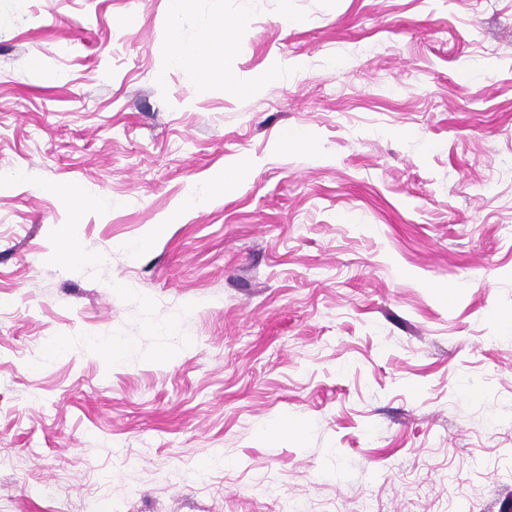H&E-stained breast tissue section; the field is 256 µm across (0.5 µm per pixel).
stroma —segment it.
I'll list each match as a JSON object with an SVG mask.
<instances>
[{
    "mask_svg": "<svg viewBox=\"0 0 512 512\" xmlns=\"http://www.w3.org/2000/svg\"><path fill=\"white\" fill-rule=\"evenodd\" d=\"M1 172L0 512H512V0H0ZM250 19L239 17L235 22L224 28L223 22H213L202 32L200 38L185 44L173 38L170 47V63L173 65H191L199 81L205 82L217 77L224 79L226 74V57L236 45L239 31L246 29ZM218 48L224 49V65L220 64L215 54ZM234 171L224 169L216 170L212 173L209 180L194 193L189 195L182 203L185 208H196L202 206L210 194L218 191L224 192V186L233 184Z\"/></svg>",
    "mask_w": 512,
    "mask_h": 512,
    "instance_id": "1",
    "label": "stroma"
}]
</instances>
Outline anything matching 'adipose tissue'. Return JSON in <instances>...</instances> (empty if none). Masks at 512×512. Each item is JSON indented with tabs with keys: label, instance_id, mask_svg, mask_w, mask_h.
<instances>
[{
	"label": "adipose tissue",
	"instance_id": "ef3b65f1",
	"mask_svg": "<svg viewBox=\"0 0 512 512\" xmlns=\"http://www.w3.org/2000/svg\"><path fill=\"white\" fill-rule=\"evenodd\" d=\"M250 23L248 17H239L231 25L219 22L209 24L200 38L191 44L179 39H172L170 47V62L174 65H191L199 81L205 82L223 76L226 67L220 64L215 54L217 49L232 51L236 44L239 31L246 29Z\"/></svg>",
	"mask_w": 512,
	"mask_h": 512
}]
</instances>
